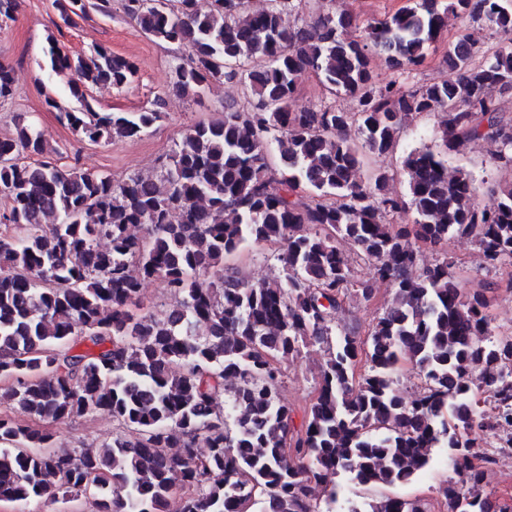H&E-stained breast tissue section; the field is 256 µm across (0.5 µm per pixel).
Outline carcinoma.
I'll return each instance as SVG.
<instances>
[{"label": "carcinoma", "mask_w": 512, "mask_h": 512, "mask_svg": "<svg viewBox=\"0 0 512 512\" xmlns=\"http://www.w3.org/2000/svg\"><path fill=\"white\" fill-rule=\"evenodd\" d=\"M123 0L151 40L183 49L175 88L196 97L212 82L241 87L245 103L189 127L152 177L115 180L40 157L46 144L18 115L0 138V502H54L88 493L98 512H335L336 478L360 486L409 483L448 449L456 481L442 489L450 512H512L482 492L495 462L491 438L512 444V333L495 331L487 293L512 288V185L476 203L448 152L479 140L491 162L512 165V7L504 0H416L359 38L353 16L327 12L286 22L306 0ZM62 16L112 0H56ZM484 18L493 46L470 30L448 45L454 78L406 85L448 14ZM398 76L378 81L370 55ZM49 64L74 73L76 105L60 120L91 142L138 138L162 118V99L140 112H98L86 91L122 87L133 62L105 45L72 56L51 42ZM329 94L298 106L302 73ZM18 91L0 65V103ZM444 114L441 150L403 159L407 193L385 168L406 121ZM277 151L278 162L271 160ZM305 186L318 197L303 202ZM412 212L409 224L394 218ZM475 243L483 271L460 279L448 261L426 262L423 243ZM352 247L346 254L339 242ZM278 248L281 275L252 281L227 260L251 244ZM364 266L371 277L355 274ZM157 282L170 303L141 311ZM392 297L365 336L340 324L351 301ZM327 352L301 420L281 398L284 364ZM411 366L409 393L397 375ZM106 413L112 441L53 449L47 425ZM346 512H427L387 497Z\"/></svg>", "instance_id": "obj_1"}]
</instances>
